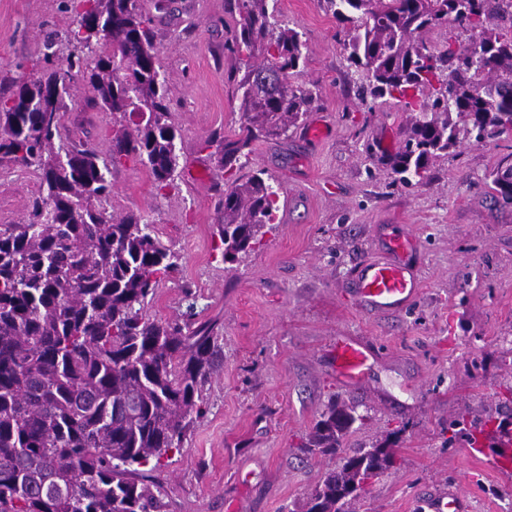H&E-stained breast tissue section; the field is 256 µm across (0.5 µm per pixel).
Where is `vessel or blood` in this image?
<instances>
[{"instance_id": "1", "label": "vessel or blood", "mask_w": 512, "mask_h": 512, "mask_svg": "<svg viewBox=\"0 0 512 512\" xmlns=\"http://www.w3.org/2000/svg\"><path fill=\"white\" fill-rule=\"evenodd\" d=\"M416 247L408 229L393 225L385 254L367 259L353 274L355 300L360 307L375 313L394 312L416 300L421 285L410 262ZM373 357L367 342L350 336L338 340L331 351L338 380L350 388L364 384ZM428 507L430 512H466L467 509L464 498L454 491L435 494Z\"/></svg>"}]
</instances>
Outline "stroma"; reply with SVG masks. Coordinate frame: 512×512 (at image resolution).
I'll return each instance as SVG.
<instances>
[{
  "mask_svg": "<svg viewBox=\"0 0 512 512\" xmlns=\"http://www.w3.org/2000/svg\"><path fill=\"white\" fill-rule=\"evenodd\" d=\"M152 20L170 119L179 130L176 189L158 195L147 167L112 169L108 215L147 216L160 241L181 256L178 270L146 307L162 322L213 323L219 354L201 386L205 412L180 453L151 479L169 512H305V502L335 456L301 449L330 400L354 407L346 449L367 448L401 430L394 468L372 480L353 512H424L435 492L465 494L470 512H512V462L491 448L446 447L444 429L464 410L494 406L512 382V204L496 201L489 175L512 153V137L469 139L436 159L423 183H395L384 159L409 124L402 103L363 97L369 77L347 60L352 24L325 0H274L294 28L305 61L294 80L316 99L305 126L287 139L258 141L247 162L225 175L204 149L212 135L237 130L240 112L229 48L236 16L228 0H139ZM79 0H0V97L26 76L57 66ZM61 122L63 148L84 140L112 150L120 115L101 108L81 74L70 73ZM265 170L280 194L271 229L255 250L224 262L218 202L232 181ZM40 180L0 164V224L24 222ZM417 239L419 298L399 312L359 307L351 277L373 257L390 225ZM355 336L375 351L361 388L341 385L329 352Z\"/></svg>",
  "mask_w": 512,
  "mask_h": 512,
  "instance_id": "35a3bbf8",
  "label": "stroma"
}]
</instances>
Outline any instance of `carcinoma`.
<instances>
[{
    "label": "carcinoma",
    "instance_id": "cac0c4a2",
    "mask_svg": "<svg viewBox=\"0 0 512 512\" xmlns=\"http://www.w3.org/2000/svg\"><path fill=\"white\" fill-rule=\"evenodd\" d=\"M269 0H234L231 38L241 56L242 123L219 143L231 170L258 140L288 137L315 98L292 83L304 60L299 35L283 26ZM355 34L344 44L350 61L370 76L374 99L390 96L414 113L394 156L395 182L421 183L429 165L458 143L459 125L478 144L512 134V24L497 0H326ZM151 19L139 0H84L63 61L0 98V159L37 172L42 193L28 220L0 224V512H168L161 487L141 481L183 448L204 414L200 387L213 369V327L192 330L147 316L157 288L180 255L152 234L142 215L109 219L99 204L112 197L111 169L145 164L156 189L176 187L177 129L170 121ZM451 25L441 48L427 30ZM82 74L110 112L138 114L120 125L112 153L85 141L63 157L54 150L63 125L42 126L41 106L58 113L63 96L44 97ZM500 159L491 190L512 202V165ZM272 176L263 170L224 191L217 225L224 262L255 249L278 210ZM501 406L509 414L460 412L451 437L475 448L492 442L507 456L512 437V385ZM357 417L334 404L302 448L335 454ZM393 442L345 454L310 493L306 512H349L368 482L395 465Z\"/></svg>",
    "mask_w": 512,
    "mask_h": 512
}]
</instances>
